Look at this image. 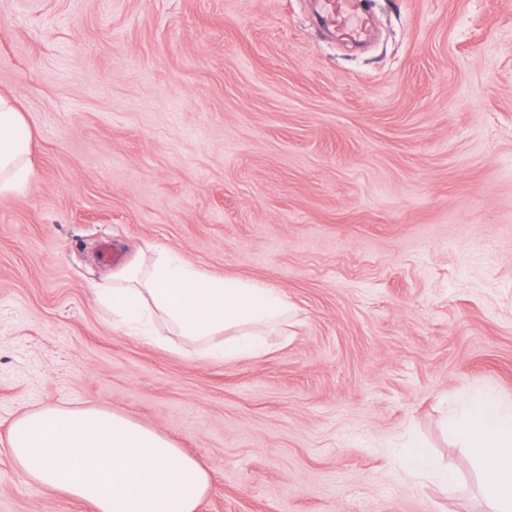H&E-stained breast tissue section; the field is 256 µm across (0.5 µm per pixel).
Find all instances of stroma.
<instances>
[{"instance_id": "stroma-1", "label": "stroma", "mask_w": 512, "mask_h": 512, "mask_svg": "<svg viewBox=\"0 0 512 512\" xmlns=\"http://www.w3.org/2000/svg\"><path fill=\"white\" fill-rule=\"evenodd\" d=\"M0 0L35 176L0 194V512L11 424L103 408L210 474L197 512H485L448 425L512 399V0ZM280 289L262 355L128 336L93 288L137 251ZM417 442L457 474L411 475ZM322 4L323 21L334 32H342L352 38L360 35L367 22L360 12L359 0H319Z\"/></svg>"}]
</instances>
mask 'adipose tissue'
<instances>
[{"label":"adipose tissue","mask_w":512,"mask_h":512,"mask_svg":"<svg viewBox=\"0 0 512 512\" xmlns=\"http://www.w3.org/2000/svg\"><path fill=\"white\" fill-rule=\"evenodd\" d=\"M30 148L21 110L0 94L1 194L32 178ZM96 297L126 335H144L160 320L228 362L260 355V331L289 311L276 289L210 274L171 253L119 266ZM455 432L476 451L491 512H512V403L480 399ZM9 447L31 484L90 502L95 512H196L210 486L208 472L174 442L105 409L28 412L14 422Z\"/></svg>","instance_id":"1"}]
</instances>
